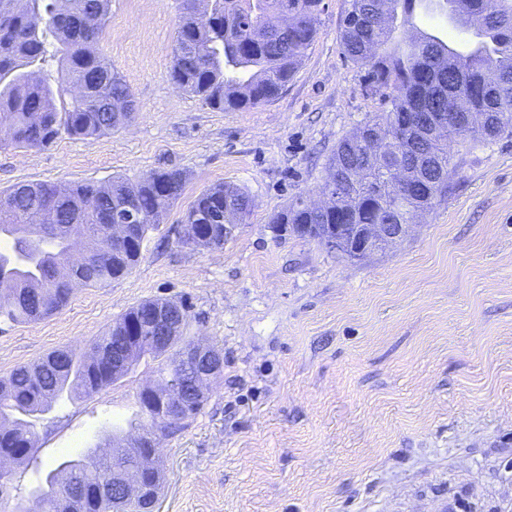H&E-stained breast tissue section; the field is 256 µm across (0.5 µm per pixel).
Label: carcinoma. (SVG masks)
<instances>
[{
  "instance_id": "1",
  "label": "carcinoma",
  "mask_w": 512,
  "mask_h": 512,
  "mask_svg": "<svg viewBox=\"0 0 512 512\" xmlns=\"http://www.w3.org/2000/svg\"><path fill=\"white\" fill-rule=\"evenodd\" d=\"M112 0H0V147H41L59 134L76 139L108 133L128 123L135 101L122 77L98 51ZM357 16L346 14L341 41L351 61L367 68L371 90L390 105L388 111L364 124L383 134L389 158L370 156L356 137L343 139L331 158L326 180H339L359 205L339 214L315 213L293 206L274 223L295 234L300 224H408L434 200L448 192L450 158L446 143L421 134L430 119L448 111L451 101L466 100L465 111L481 113L482 124L467 117L448 124V133L463 140L495 138L512 116V0H498V15L479 24L484 38L461 66L442 64L449 44L422 32L414 38L408 20L394 23L389 0H350ZM322 0H179V24L172 49L170 79L179 88L216 109H243L268 102L283 91L317 33ZM57 43L55 53L61 82L52 88L22 71L45 60L46 34ZM183 190L178 170L154 171L136 182L115 177L106 184H19L6 192L0 225L13 239L12 254H0V319L41 320L62 308L72 294L61 279L67 263L64 241L92 239L93 263L74 269L81 286H96L127 274L139 262L150 226L172 206ZM244 215L251 208L240 188L219 184L201 192L185 214L184 223L210 225L200 246L224 245V200ZM136 200L146 212L144 223L132 227L121 246L110 243L104 215ZM55 208L58 227L51 234L27 236L28 225L46 207ZM37 249L36 264L19 267L13 255ZM155 301L128 310L81 357L71 350L53 351L20 365L0 379V455L18 463L31 462L38 436L31 418L53 410L77 394L91 396L117 380L112 352L149 355L159 360V379L192 376L182 373L173 355L145 347L132 333L143 328L156 333ZM138 418L142 433L117 447L115 460L87 454L61 462L29 496L16 498L11 512H113L112 471L134 458L132 448L149 447L151 433H174L189 426L201 408L162 419V402L142 390Z\"/></svg>"
}]
</instances>
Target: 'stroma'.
Wrapping results in <instances>:
<instances>
[{"instance_id":"1","label":"stroma","mask_w":512,"mask_h":512,"mask_svg":"<svg viewBox=\"0 0 512 512\" xmlns=\"http://www.w3.org/2000/svg\"><path fill=\"white\" fill-rule=\"evenodd\" d=\"M348 9L323 0L315 40L275 100L219 111L170 80L176 0H112L99 50L130 86L135 121L0 148V193L184 175L128 275L78 288L42 320L0 323V376L83 351L148 299L184 303L185 335L222 349L201 412L161 440L153 512H512V128L453 144L447 195L364 259L271 228L316 199L337 144L388 109L344 55ZM221 183L248 194L249 214L223 247L182 243L185 212ZM156 367L144 358L35 418L39 450L13 466L12 495L94 447L105 427L127 426Z\"/></svg>"}]
</instances>
